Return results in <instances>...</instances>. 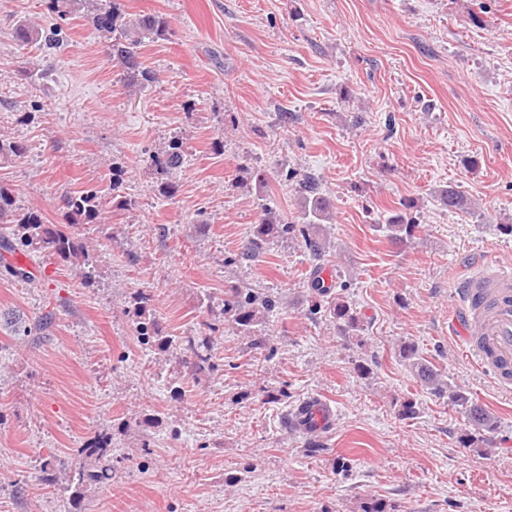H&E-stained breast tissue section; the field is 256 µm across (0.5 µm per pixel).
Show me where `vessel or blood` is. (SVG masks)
Instances as JSON below:
<instances>
[{
	"instance_id": "1",
	"label": "vessel or blood",
	"mask_w": 512,
	"mask_h": 512,
	"mask_svg": "<svg viewBox=\"0 0 512 512\" xmlns=\"http://www.w3.org/2000/svg\"><path fill=\"white\" fill-rule=\"evenodd\" d=\"M457 306L448 322L465 355L499 390L512 391V263L491 262L458 280ZM334 408L318 397L304 400L291 425L321 434L331 430Z\"/></svg>"
}]
</instances>
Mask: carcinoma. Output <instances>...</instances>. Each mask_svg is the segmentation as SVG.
Returning a JSON list of instances; mask_svg holds the SVG:
<instances>
[{
  "label": "carcinoma",
  "instance_id": "obj_1",
  "mask_svg": "<svg viewBox=\"0 0 512 512\" xmlns=\"http://www.w3.org/2000/svg\"><path fill=\"white\" fill-rule=\"evenodd\" d=\"M86 7L92 12L95 29L110 41L113 61L124 68L128 84L135 85L150 79V74L141 68L138 61L141 47L147 42L167 41L172 35L168 19L161 14H147L134 21L124 16L120 0H86ZM185 156L183 142L174 141L168 150L150 156L151 164L159 173L167 175L181 167ZM301 208L305 222L292 224L276 214L268 205H263L262 214L255 224L244 256L254 258L266 251L273 240L288 237L302 242L304 250L315 260L321 259L325 253L326 240L317 235L320 224L329 218V201L319 192L317 179L309 174L300 183ZM441 204L450 211L464 207V197L453 187L442 189L438 193ZM402 209L382 214V229L393 240L402 242L414 236L419 224L413 216L415 202L405 200ZM68 213L83 219L87 223H95L102 209L101 196L94 189L78 191L65 198ZM0 224L11 226L12 241L9 245L13 250L25 248L31 251L45 252L63 259L78 260L90 265L91 260L84 246L74 241L60 224H49L40 212L32 209L19 211L13 206L10 195L0 187ZM312 288L321 297L328 298L323 304L317 300L309 306V314L317 320L329 316L336 321V326L344 333L358 330L359 317L356 311L343 299L341 294L330 296L334 286L326 285L322 279H313ZM279 309L276 297L260 293L252 288L224 289V318L232 324L233 329L242 336L251 339L257 348L270 347V338L264 325L269 316ZM401 359L409 362L416 377L431 392L439 397L448 396L449 400L467 413L469 425L477 433L495 428V420L488 412L472 401L461 391L448 386L441 373L419 355L418 349L411 342H403L398 349ZM94 453L99 459L110 460L112 448L109 439L103 437L94 441L91 446L76 449L75 456L82 458Z\"/></svg>",
  "mask_w": 512,
  "mask_h": 512
}]
</instances>
